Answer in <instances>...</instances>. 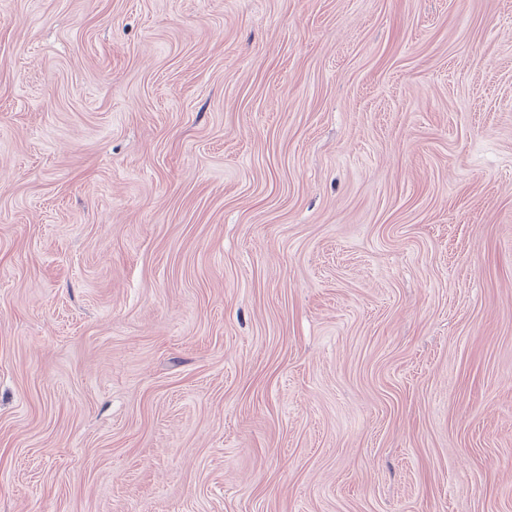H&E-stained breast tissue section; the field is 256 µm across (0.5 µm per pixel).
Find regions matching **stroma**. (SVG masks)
I'll return each mask as SVG.
<instances>
[{
    "label": "stroma",
    "instance_id": "obj_1",
    "mask_svg": "<svg viewBox=\"0 0 512 512\" xmlns=\"http://www.w3.org/2000/svg\"><path fill=\"white\" fill-rule=\"evenodd\" d=\"M0 512H512V0H0Z\"/></svg>",
    "mask_w": 512,
    "mask_h": 512
}]
</instances>
